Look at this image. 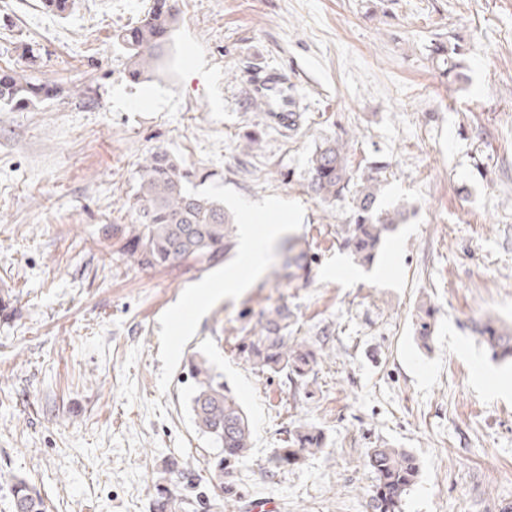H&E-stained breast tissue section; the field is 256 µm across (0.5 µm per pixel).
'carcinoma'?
Listing matches in <instances>:
<instances>
[{
  "mask_svg": "<svg viewBox=\"0 0 512 512\" xmlns=\"http://www.w3.org/2000/svg\"><path fill=\"white\" fill-rule=\"evenodd\" d=\"M42 5L47 12L63 17L72 9L73 0H42ZM178 18V0H149L143 15L115 35V42L127 56L130 81L152 78L170 45ZM435 54L443 75L454 82L464 78L459 44L440 45ZM61 94L63 88L54 81L40 80L24 69L0 68V108L34 107ZM385 167L384 162L375 161L366 176L355 179L347 143L336 138L325 140L309 163L307 188L319 203L334 205L350 199L351 218L342 225V233L354 262L363 267L373 265L384 248L385 234L406 217L402 207H380L379 174ZM191 182V172L183 169L167 150L157 148L145 157L130 204L135 221L112 225V234L125 239L124 253L139 265L172 267L187 260L212 265L232 249L236 215L225 210L220 201L190 190ZM297 246V240L288 239V267L293 269L289 277L304 279L309 274L310 261L307 252ZM435 314L432 305L420 307L417 314L416 339L425 347L432 340ZM475 330L493 360L512 364V329L498 327L488 319L476 324ZM241 350L259 371L284 372L295 384L305 385L315 374L318 350L293 335L291 313L285 306L262 311ZM189 373L195 381L190 398L193 423L213 445L207 460L209 478L198 488L178 464L172 461L164 465L153 482L151 512H187L192 503L176 491L182 481L197 489L199 495H237L233 485L224 483V476L245 463L252 448L248 418L224 383V374L199 355L189 360ZM325 448L324 432L302 422L289 431L288 447L277 451L274 463L278 467L295 465ZM366 464L374 476L367 512H402L404 497L420 474L417 457L405 449L383 444L369 450ZM9 496L11 512H46L40 492L22 478L11 484Z\"/></svg>",
  "mask_w": 512,
  "mask_h": 512,
  "instance_id": "obj_1",
  "label": "carcinoma"
}]
</instances>
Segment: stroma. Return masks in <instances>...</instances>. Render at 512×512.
<instances>
[{
  "label": "stroma",
  "mask_w": 512,
  "mask_h": 512,
  "mask_svg": "<svg viewBox=\"0 0 512 512\" xmlns=\"http://www.w3.org/2000/svg\"><path fill=\"white\" fill-rule=\"evenodd\" d=\"M147 0H0V68L59 83L61 97L0 111V512L13 477L48 512H150L167 458L205 470L185 367L223 372L252 430L230 476L237 499L196 512H366L370 448L413 453L421 471L403 512L512 507V366L491 360L476 320L512 327V0H179L166 68L129 80L114 35ZM465 49L463 81L432 55ZM37 55L27 65L15 51ZM281 69L301 114L275 126L254 109L255 67ZM348 141L355 174L382 172V207L407 208L383 257L364 268L342 242L349 201L307 191L323 140ZM162 147L197 192L240 224L274 227L261 270L233 249L204 268H146L122 254L115 224L139 166ZM297 237L309 281L282 270ZM244 281L232 296L200 282ZM434 305L430 349L414 339ZM287 306L322 351L307 388L253 369L239 350L261 310ZM301 422L327 451L275 467Z\"/></svg>",
  "instance_id": "obj_1"
}]
</instances>
